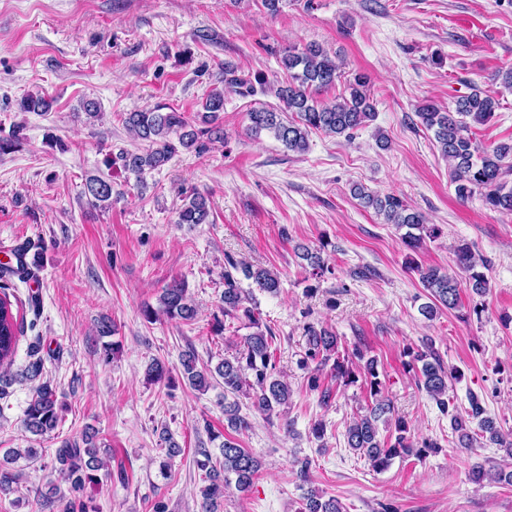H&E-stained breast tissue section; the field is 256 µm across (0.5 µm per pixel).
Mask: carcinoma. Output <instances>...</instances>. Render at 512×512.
Listing matches in <instances>:
<instances>
[{
	"label": "carcinoma",
	"mask_w": 512,
	"mask_h": 512,
	"mask_svg": "<svg viewBox=\"0 0 512 512\" xmlns=\"http://www.w3.org/2000/svg\"><path fill=\"white\" fill-rule=\"evenodd\" d=\"M281 67L288 73V80L271 84L260 76L255 79L245 77L231 62H225L220 78L221 87L212 89L202 102L197 125L190 123L182 112L165 111L163 105L126 113V128L135 138L145 142L147 148L123 150L115 156L109 155L105 165L109 168L117 165L141 180L146 172L166 165L180 147L193 150L198 155L205 153L209 144L224 138L220 119L224 112L226 89L241 96H250L258 88L263 92L273 91L283 103V111L275 112L264 107L251 109L248 112L249 129L256 136L263 131L271 133L287 150L295 153L308 149L309 132L313 130L350 138L354 131L375 119L369 79L362 73H355L347 79L345 95L331 101L318 98V94L334 85L342 76V65L330 57L322 46L311 43L299 52H288L281 58ZM17 106L21 112H46L50 102L42 95L30 93L23 96ZM498 107L499 100L494 94L475 85L469 95L456 101L454 107L445 110L429 101L419 106L416 116L426 130L433 132L442 156L448 160L457 198L464 202L478 195L490 209L512 214V185L508 181V176L512 175V142L479 146L468 135L471 125L492 122ZM286 112L292 113V117L285 118ZM112 192V179L101 176L87 179L83 190L89 204L104 209L112 206ZM351 195L364 207L373 208L385 223L406 229L403 243L412 252L420 249L425 239H434L441 233L437 225L426 223L421 212L411 208L396 194L382 195L362 184H355L351 187ZM209 214L207 198L194 192L178 211L177 223L206 224ZM297 251L299 257L307 262L313 277L321 278L333 273L323 251L308 246H299ZM457 264L462 273L460 277L434 266H415L423 287L433 298V302L421 307L426 318L435 317L441 306L448 310L457 308L460 288L464 286L480 297L489 293V280L482 272L489 266L486 258L475 257L470 246L463 244L457 250ZM239 273L259 291L271 295L279 293L277 273L227 257L224 291L221 294L222 315L246 320L254 332L244 338L243 345L234 355L222 358L214 366L199 364L194 351H186L181 355L182 375L188 385L199 392L221 384L224 395L238 397L251 389L253 406L260 413L270 415L277 408L288 405L291 389L276 376L277 348L272 346L273 336L266 335L261 329L255 309L248 305V295L237 277ZM142 315L149 323L160 320L162 316L191 322L197 316V308L189 295L187 284L174 279L161 290L158 306L145 307ZM21 332L22 323L18 321V313L14 312L8 287L0 284V396L5 393ZM305 336L306 359H318L323 364L336 353L338 338L333 330L309 324L305 328ZM407 355L421 363L416 371L418 386L436 401L442 412L448 413L452 434L459 447L481 446L478 437L483 433L488 435L489 442L512 455V440L506 438L493 420L485 416V409L477 396H469V409L465 412L448 400V370L433 351H409ZM354 356L360 363L347 358L334 363V377L353 383L357 381L358 374H363L369 384L372 404L348 425V447L363 454L376 471L385 469L394 457L414 455L421 458L436 447L427 440H408L407 427L401 419L396 420L395 439L379 438L377 423L391 413V405L382 395L377 360H366L360 352L354 353ZM27 357L22 376L34 383L35 387L24 410V426L34 436L51 435L57 440V470L69 492L62 512H88L83 495L88 486L99 482L98 471L103 467L95 442L97 432L87 430L79 437H60L57 430L63 420L64 404L59 401L52 381L44 378L45 357L40 341L30 345ZM147 376L157 384L162 383L167 387L172 384L169 367L159 359L149 364ZM224 417L227 428L235 433L251 428L250 421L240 415L236 401L224 402ZM473 420L477 421L478 433L469 426ZM219 449L218 457L206 448L197 450L195 464L204 482L200 490L201 512H220L224 488L229 485L230 475L236 476L238 489L244 491L261 467L257 457L231 438L224 439ZM38 454L36 448L6 453L4 462H0V494L6 496L13 492L14 484L19 480V472L10 468V464L20 458L35 459ZM470 479L475 483L494 479L511 485L512 471L491 473L476 466L471 470ZM301 512H343V506L336 498L326 499L318 491L310 489L303 496Z\"/></svg>",
	"instance_id": "obj_1"
}]
</instances>
